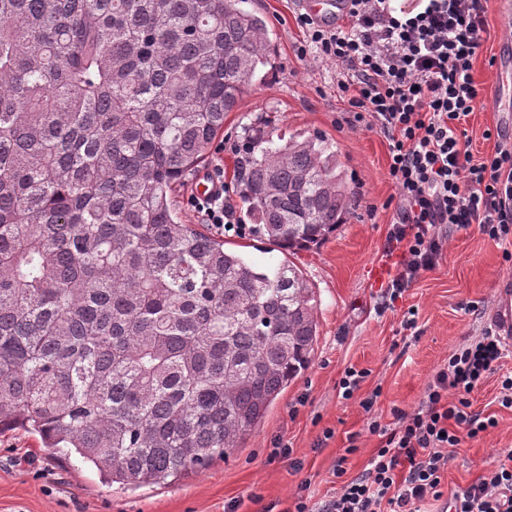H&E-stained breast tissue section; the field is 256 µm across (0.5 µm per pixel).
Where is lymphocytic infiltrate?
Here are the masks:
<instances>
[{"mask_svg": "<svg viewBox=\"0 0 512 512\" xmlns=\"http://www.w3.org/2000/svg\"><path fill=\"white\" fill-rule=\"evenodd\" d=\"M346 23L329 27L308 14L300 22L318 58L336 62L338 87L355 111L352 125L389 139L388 175L398 198L386 252L395 272L381 292L391 309L442 260L450 233L478 227L512 260V134L497 130L491 154L476 158L466 128L487 89L473 65L489 31L483 0H425L421 11L390 0H344ZM189 204L205 223L246 235L226 190ZM506 349L494 329L463 344L440 365L421 404L381 424L377 394L359 399L379 445L360 475L341 479L321 512H423L447 500L448 512H512V448L469 486L444 494L449 449L478 438L497 421L473 408L472 396L496 372Z\"/></svg>", "mask_w": 512, "mask_h": 512, "instance_id": "1", "label": "lymphocytic infiltrate"}]
</instances>
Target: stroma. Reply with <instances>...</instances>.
<instances>
[{
  "label": "stroma",
  "instance_id": "stroma-1",
  "mask_svg": "<svg viewBox=\"0 0 512 512\" xmlns=\"http://www.w3.org/2000/svg\"><path fill=\"white\" fill-rule=\"evenodd\" d=\"M243 10L264 16L271 41V65L263 81L243 95L217 139L223 152L211 153L207 168L222 167L233 184L245 128L269 125L272 131L322 134L338 150L341 170L361 195L345 224L310 250L287 257L275 245L254 246L248 237L224 233L226 249L257 262L293 259L314 288L319 336L314 359L289 384L244 448L206 471L178 482L138 489L105 483L78 459L66 457L20 429L0 432V512H266L287 503L301 482L310 508L336 493V465L348 476L367 468L378 445L367 430L360 397L380 390L382 424L397 410L422 401L434 372L463 343L481 336L493 316L496 294L512 284V263L501 243L478 231L452 234L439 265L423 273L394 309H378L381 289L395 270L384 245L395 211L396 192L388 176L389 142L384 134L351 126L353 107L338 87L335 63L299 57L307 37L298 0H241ZM490 36L474 62V77L489 94L498 89L496 60L512 42V30L498 0H487ZM482 305L469 311L468 303ZM416 326L403 331L407 309ZM349 367L368 370L358 396L346 401L337 383ZM498 374H490L473 396L474 410L498 424L483 437L455 449L445 486L455 491L477 480L497 450L512 448V409L497 401ZM289 444L285 458L272 457L276 441Z\"/></svg>",
  "mask_w": 512,
  "mask_h": 512
}]
</instances>
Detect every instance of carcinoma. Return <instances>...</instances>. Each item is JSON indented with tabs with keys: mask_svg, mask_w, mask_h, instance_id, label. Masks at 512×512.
Returning <instances> with one entry per match:
<instances>
[{
	"mask_svg": "<svg viewBox=\"0 0 512 512\" xmlns=\"http://www.w3.org/2000/svg\"><path fill=\"white\" fill-rule=\"evenodd\" d=\"M239 0H0V430L111 483L198 474L310 366L315 292L183 224L171 192L261 68ZM236 194L291 254L353 192L324 137L247 134Z\"/></svg>",
	"mask_w": 512,
	"mask_h": 512,
	"instance_id": "1",
	"label": "carcinoma"
}]
</instances>
